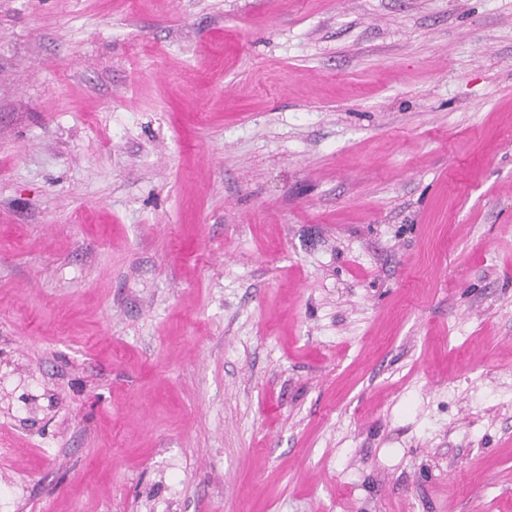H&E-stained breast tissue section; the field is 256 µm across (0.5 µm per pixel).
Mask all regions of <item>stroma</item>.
Returning a JSON list of instances; mask_svg holds the SVG:
<instances>
[{"label": "stroma", "instance_id": "obj_1", "mask_svg": "<svg viewBox=\"0 0 512 512\" xmlns=\"http://www.w3.org/2000/svg\"><path fill=\"white\" fill-rule=\"evenodd\" d=\"M0 512H512V0H0Z\"/></svg>", "mask_w": 512, "mask_h": 512}]
</instances>
